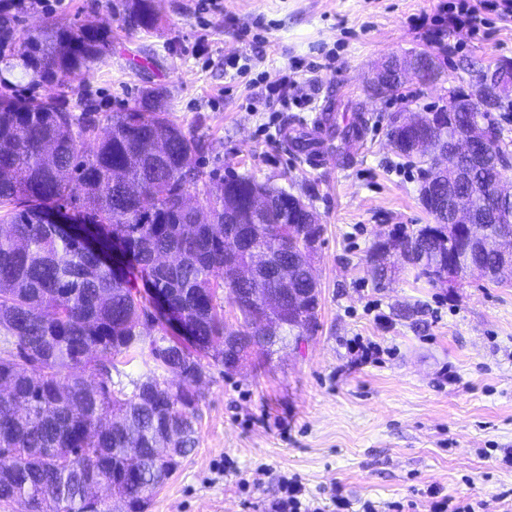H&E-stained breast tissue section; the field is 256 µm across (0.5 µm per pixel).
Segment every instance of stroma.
I'll return each mask as SVG.
<instances>
[{"label": "stroma", "instance_id": "1", "mask_svg": "<svg viewBox=\"0 0 512 512\" xmlns=\"http://www.w3.org/2000/svg\"><path fill=\"white\" fill-rule=\"evenodd\" d=\"M197 6L154 0L160 22L149 32L128 33L113 19L105 56L81 74L34 86L9 76L20 99L65 90L101 112L165 89L170 119L206 142L197 165L301 196L324 226L317 330L279 346L268 366L211 368L199 444L146 512H262L285 473L298 475L310 498L413 501L428 512L433 487L455 504L500 493L512 504V466L503 461L512 449V284H432L403 265L378 288L366 263L380 233L432 221L419 200L422 165L389 142L393 117L445 105L449 90L468 87L470 66L512 60V19L490 17L482 37L451 32L442 46L420 27L437 0H223V11L207 14ZM111 13L112 0H60L20 13L19 26L34 33L52 20ZM422 51L440 65L433 82L411 78L395 93L372 95L376 67ZM245 54L258 55L255 71L269 84L307 64L313 105L272 117L249 109L256 87L226 69ZM327 106L368 113L367 145L350 165L313 169L291 155L280 128ZM406 306L421 309L420 324L398 317ZM357 338L376 345V361L356 359ZM228 458L234 470H225Z\"/></svg>", "mask_w": 512, "mask_h": 512}]
</instances>
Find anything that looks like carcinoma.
I'll use <instances>...</instances> for the list:
<instances>
[{"label":"carcinoma","instance_id":"obj_1","mask_svg":"<svg viewBox=\"0 0 512 512\" xmlns=\"http://www.w3.org/2000/svg\"><path fill=\"white\" fill-rule=\"evenodd\" d=\"M113 14L129 33L158 25L153 0H115ZM17 16L0 12V61L36 78L80 74L103 57L111 36L107 18L81 25L49 21L39 37L16 29ZM512 102L497 96L491 110L454 112L451 126L403 127L393 119L389 140L413 159V143L443 149L482 120L495 161L474 165L469 197L485 238L512 227V204L491 184L512 168L492 111ZM204 144L168 118L166 94L142 91L121 112H78L66 93L20 100L0 94V504L23 500L29 512H88L77 477L96 471L130 512H145L150 494L179 463L154 455L157 436L182 433L180 457L198 443L204 394L198 387L224 351L265 364L287 336L316 330L308 303L314 285L305 239L312 207L284 189L248 175L216 177L194 165ZM456 183L455 171L425 187ZM68 207L89 223L100 248L86 247L64 224L44 217ZM433 223L389 244L409 254L415 278L443 283L438 264L492 266L494 255L448 236L447 215L427 210ZM122 250L118 272L101 254ZM270 258L255 269V287L279 299L266 319L235 308L236 327L224 321V289L244 291L233 269L251 266L254 249ZM166 294L194 341L144 331L151 298ZM245 344L224 348L228 337ZM143 357L147 372L128 382L112 379L123 359Z\"/></svg>","mask_w":512,"mask_h":512}]
</instances>
